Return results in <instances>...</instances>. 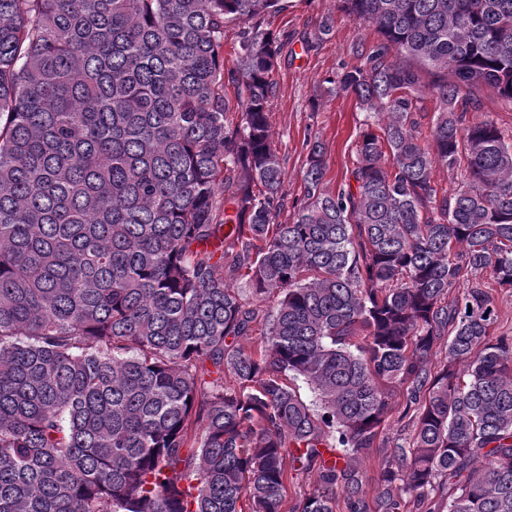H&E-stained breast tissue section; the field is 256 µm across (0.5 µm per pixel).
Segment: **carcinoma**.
Returning <instances> with one entry per match:
<instances>
[{"label": "carcinoma", "instance_id": "1", "mask_svg": "<svg viewBox=\"0 0 512 512\" xmlns=\"http://www.w3.org/2000/svg\"><path fill=\"white\" fill-rule=\"evenodd\" d=\"M285 2L0 0V512H512V143L466 118L512 100V0H339L382 37L331 80L364 127L281 224ZM241 26L237 24H228L224 29V69L227 71L232 68L237 59L239 50V33ZM495 307L499 314L500 328L498 331L512 335V291L498 290L494 292ZM391 447L388 448H372L368 454L363 457L361 462L362 470L365 474V481L363 482V492L369 501H372L378 492L377 484V470H378V459L382 453L390 451ZM288 471V497L294 498L296 495L308 492L315 483V474L312 472L294 471L291 464L286 460Z\"/></svg>", "mask_w": 512, "mask_h": 512}]
</instances>
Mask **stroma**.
Listing matches in <instances>:
<instances>
[{"label": "stroma", "instance_id": "1", "mask_svg": "<svg viewBox=\"0 0 512 512\" xmlns=\"http://www.w3.org/2000/svg\"><path fill=\"white\" fill-rule=\"evenodd\" d=\"M331 18L333 30L320 36L321 18ZM264 26L287 34L280 54L275 95L271 102L270 127L285 171L284 189L289 201L279 220L293 216L292 201L303 195L302 168L308 140L323 141L327 152L324 181L336 188L347 181L353 168L354 147L365 118L354 98L328 93V81L343 67L357 65V43L373 44L374 28L345 15L337 0H288L286 9L266 17Z\"/></svg>", "mask_w": 512, "mask_h": 512}]
</instances>
